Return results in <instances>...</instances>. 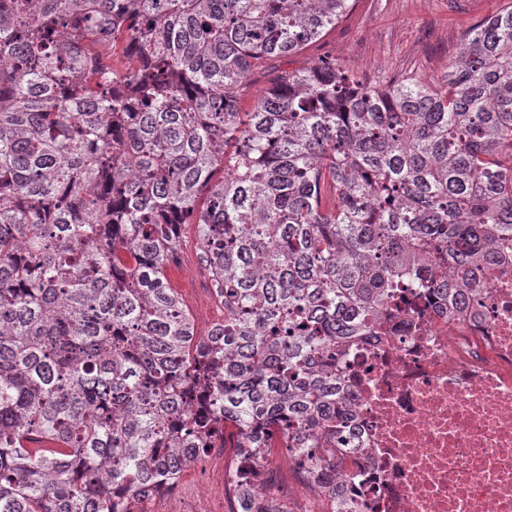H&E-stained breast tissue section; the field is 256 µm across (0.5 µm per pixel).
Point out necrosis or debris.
<instances>
[{
	"mask_svg": "<svg viewBox=\"0 0 512 512\" xmlns=\"http://www.w3.org/2000/svg\"><path fill=\"white\" fill-rule=\"evenodd\" d=\"M451 307L413 289L349 355L356 463L336 484L361 512H512V244Z\"/></svg>",
	"mask_w": 512,
	"mask_h": 512,
	"instance_id": "1",
	"label": "necrosis or debris"
}]
</instances>
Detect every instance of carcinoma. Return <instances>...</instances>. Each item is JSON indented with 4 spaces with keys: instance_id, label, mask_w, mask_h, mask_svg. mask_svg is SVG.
I'll list each match as a JSON object with an SVG mask.
<instances>
[{
    "instance_id": "carcinoma-1",
    "label": "carcinoma",
    "mask_w": 512,
    "mask_h": 512,
    "mask_svg": "<svg viewBox=\"0 0 512 512\" xmlns=\"http://www.w3.org/2000/svg\"><path fill=\"white\" fill-rule=\"evenodd\" d=\"M351 0H0V512H131L233 432L279 446L329 512L341 359L405 288L464 301L512 237V5L446 79L336 60L250 76ZM223 320L166 269L180 226ZM198 253L197 226L183 224L180 228L177 259L168 269L169 285L179 294L190 312L197 331L205 334L224 317V310L206 288L208 273L199 264Z\"/></svg>"
}]
</instances>
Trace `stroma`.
<instances>
[{
  "label": "stroma",
  "instance_id": "1",
  "mask_svg": "<svg viewBox=\"0 0 512 512\" xmlns=\"http://www.w3.org/2000/svg\"><path fill=\"white\" fill-rule=\"evenodd\" d=\"M512 0H353L352 10L318 41L251 76L240 98L242 109L260 99L282 71H298L328 55L367 86H385L409 77L443 81L467 34ZM196 225L180 228L177 259L168 269L171 288L190 312L197 331L207 333L222 319L220 303L208 292L207 271L198 261ZM233 448L211 454L182 472L180 494L160 493L143 503L144 512H227L219 494Z\"/></svg>",
  "mask_w": 512,
  "mask_h": 512
}]
</instances>
